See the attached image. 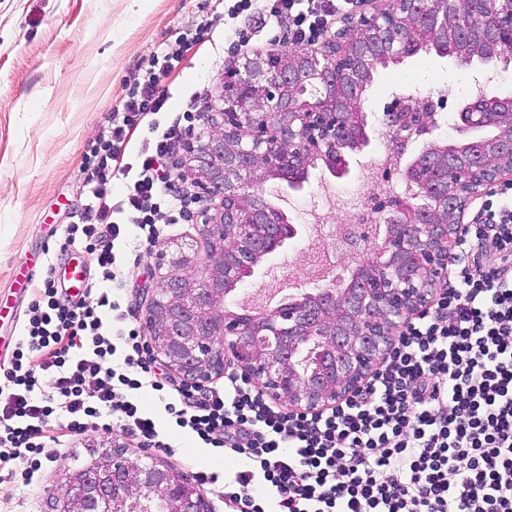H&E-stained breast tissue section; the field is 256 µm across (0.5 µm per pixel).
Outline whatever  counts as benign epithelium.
<instances>
[{"label": "benign epithelium", "instance_id": "7a95c632", "mask_svg": "<svg viewBox=\"0 0 512 512\" xmlns=\"http://www.w3.org/2000/svg\"><path fill=\"white\" fill-rule=\"evenodd\" d=\"M367 8L330 32L322 48L273 54L256 52L243 69L224 78L218 112L204 114L214 133L185 138L175 168L197 188L201 203L193 221L209 248L210 262L197 270L192 248H179L169 264L183 271L160 282L148 305L145 325L152 356L162 359L189 384L211 381L233 359L261 393L299 413H319L357 392L392 347L393 330L427 309L448 261L459 247L466 210L498 183H512V111L480 106L498 92L474 96L459 111L457 131L491 128L492 137L460 147L429 145L409 164L403 180L414 182L422 206L395 195L378 209L391 224L382 244L371 248L360 288H317L301 304L270 312L243 325L224 309L226 292L252 275L257 262L274 252L285 226L266 203L262 184L273 175L299 172L331 161L354 143L353 128L366 114L349 112L361 101L364 75L377 56L361 49L360 34L375 32L383 53L407 55L404 34L417 23L415 0H365ZM489 20L490 52L505 54L512 40V0ZM466 0H435L430 23L448 40L458 38L454 15ZM427 99L382 123L403 146L437 126ZM220 199L213 208L209 202ZM343 255L361 248L349 230L334 235ZM147 499L160 512H211L203 489L161 461L132 464L125 446L92 451L86 465L65 474L55 512H132Z\"/></svg>", "mask_w": 512, "mask_h": 512}]
</instances>
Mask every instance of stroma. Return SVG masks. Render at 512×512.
I'll list each match as a JSON object with an SVG mask.
<instances>
[{
    "label": "stroma",
    "mask_w": 512,
    "mask_h": 512,
    "mask_svg": "<svg viewBox=\"0 0 512 512\" xmlns=\"http://www.w3.org/2000/svg\"><path fill=\"white\" fill-rule=\"evenodd\" d=\"M236 0H0V369L12 357L34 302V290L17 288L24 274L41 280L47 263L83 266L97 279L96 256L67 245L66 229L86 202L82 165L86 148L126 100L130 81L148 68L153 55L175 43L184 32L213 15L223 18L224 31L212 41L190 46L181 68L163 85L177 110L199 86L211 92L210 108H220L217 93L224 74L240 68L246 55L281 47L286 26L255 15L248 46H231L224 32L235 26ZM481 61L463 65L451 56L420 53L377 68L361 97L368 116L365 155L391 148L381 118L388 92L403 85L406 93L432 97L444 90L437 109L438 129L407 144L399 158L407 166L427 143L455 139L459 108L468 98L470 80ZM358 155L347 154V172L332 175L325 166L310 169L303 187L270 179L262 186L268 204L281 206L300 226L304 211L323 207L328 193L355 190L361 176ZM189 224L165 227L156 246L130 243L116 259L120 272L116 296L128 307L130 324L143 329L147 293L162 277L173 275L160 264L159 251L174 252L193 244L199 264H206L204 242L194 241ZM312 240L302 231L287 247L263 258L238 285L241 299L269 303L289 274L304 266ZM154 415L156 430L172 446L164 458L187 475L224 473L239 468L176 426L153 391L141 395ZM111 435L85 431L63 437L54 459L44 461L41 481L31 487L0 483V512H51L62 493L64 472L79 466L90 447L109 445Z\"/></svg>",
    "instance_id": "obj_1"
}]
</instances>
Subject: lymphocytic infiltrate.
Masks as SVG:
<instances>
[{"instance_id":"obj_1","label":"lymphocytic infiltrate","mask_w":512,"mask_h":512,"mask_svg":"<svg viewBox=\"0 0 512 512\" xmlns=\"http://www.w3.org/2000/svg\"><path fill=\"white\" fill-rule=\"evenodd\" d=\"M340 10L337 0H272L269 14L292 43H314ZM216 19L154 56L134 78L122 110L89 143L83 162L89 200L67 229L68 245L95 252L100 279L87 298L61 300L48 264L31 315L4 371L0 391V472L37 481L50 432H111L114 424L166 451L134 396L150 388L177 427L244 467L225 477L232 512H512V192L491 193L464 252L433 306L402 331L364 386L317 414L271 405L247 381L170 386L130 313L112 296L114 247L127 231L154 245L165 224L189 222L192 201L175 193L167 161L209 99L197 90L143 147L139 168L119 197L105 187L121 171L128 135L160 112L162 81L186 47L208 41ZM119 327L123 347L103 329Z\"/></svg>"}]
</instances>
